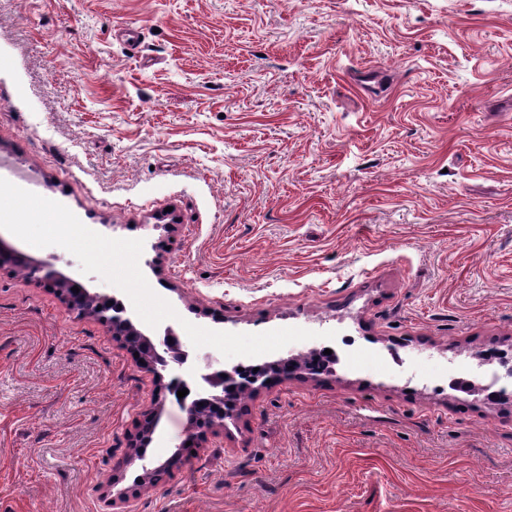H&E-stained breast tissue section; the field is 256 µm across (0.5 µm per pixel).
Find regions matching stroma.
Returning a JSON list of instances; mask_svg holds the SVG:
<instances>
[{
  "mask_svg": "<svg viewBox=\"0 0 512 512\" xmlns=\"http://www.w3.org/2000/svg\"><path fill=\"white\" fill-rule=\"evenodd\" d=\"M140 239L194 325L335 332L190 452L96 317L0 267V512H512V0H0V177ZM160 411L147 467H124ZM296 362V365H293ZM326 359L321 353L307 357L286 358L277 363L276 367H269L265 371L277 376H288L297 369L304 368L310 374L320 375L326 370Z\"/></svg>",
  "mask_w": 512,
  "mask_h": 512,
  "instance_id": "35a3bbf8",
  "label": "stroma"
}]
</instances>
